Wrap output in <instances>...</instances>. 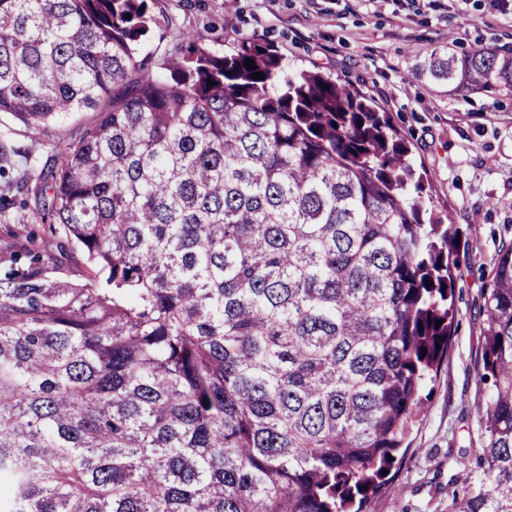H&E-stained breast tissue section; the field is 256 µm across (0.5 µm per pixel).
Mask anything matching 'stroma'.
I'll return each instance as SVG.
<instances>
[{"mask_svg": "<svg viewBox=\"0 0 512 512\" xmlns=\"http://www.w3.org/2000/svg\"><path fill=\"white\" fill-rule=\"evenodd\" d=\"M150 9L219 54L245 39L273 43L289 70L324 72L391 112L429 207L449 210L461 231V263L448 358L427 385L391 490L367 512H449L454 492L482 478L457 461L485 444L475 411L482 291L512 244V90L463 100L418 66L437 48L511 47L512 11L497 0H150Z\"/></svg>", "mask_w": 512, "mask_h": 512, "instance_id": "stroma-1", "label": "stroma"}]
</instances>
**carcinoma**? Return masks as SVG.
I'll return each mask as SVG.
<instances>
[{
  "label": "carcinoma",
  "mask_w": 512,
  "mask_h": 512,
  "mask_svg": "<svg viewBox=\"0 0 512 512\" xmlns=\"http://www.w3.org/2000/svg\"><path fill=\"white\" fill-rule=\"evenodd\" d=\"M152 23L148 0H0V113L36 143L99 112L17 186L48 232L5 225L0 512H362L448 355L460 231L373 99L177 29L158 75ZM420 75L493 98L512 52ZM27 155L1 139L0 171ZM492 272L484 479L451 512H512V245ZM98 112H80L66 120L52 123L44 132L43 139L53 143H67L79 138L98 121Z\"/></svg>",
  "instance_id": "1"
}]
</instances>
